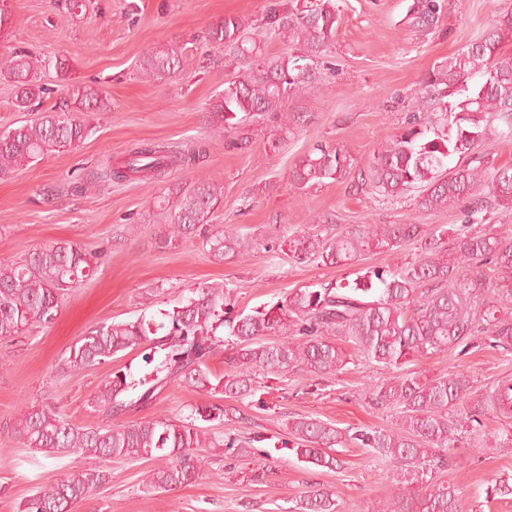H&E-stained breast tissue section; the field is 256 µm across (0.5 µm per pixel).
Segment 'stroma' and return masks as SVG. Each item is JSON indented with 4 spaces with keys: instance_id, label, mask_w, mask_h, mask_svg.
Segmentation results:
<instances>
[{
    "instance_id": "stroma-1",
    "label": "stroma",
    "mask_w": 512,
    "mask_h": 512,
    "mask_svg": "<svg viewBox=\"0 0 512 512\" xmlns=\"http://www.w3.org/2000/svg\"><path fill=\"white\" fill-rule=\"evenodd\" d=\"M68 2L8 0L11 21L0 27V59L24 51L36 59L64 55L70 62L62 79L54 70H39L40 83L53 93L35 101L29 112L14 110V88L0 78V132L52 108L77 109L65 90L69 84L93 87L111 102L110 111L91 113L93 131L78 147L0 175V262H22L36 247L65 240L97 264L90 278L65 295L52 323H35L21 336L0 340V512H17L38 488L88 464L78 454L28 448L13 430L23 411L50 405L75 425L98 427L107 422L96 402L106 379L120 372L136 381L151 371L138 348L77 373L64 370V356L88 329L171 309L189 289L205 284H224L236 310L249 312L284 301L299 288L350 282L370 267L399 269L422 255L419 243L407 242L366 252L347 265L301 263L281 243L302 226L333 236L357 224L447 225L448 250L455 246L456 230H477L468 217L470 202L422 213L416 192L388 199L358 175L382 146L408 129L427 71L512 12V0H446L438 28L423 35L406 22L409 0H336L340 25L316 61L313 89L287 97L280 111L259 113L227 131L210 106L242 68L208 41L207 32L234 16L262 38L267 54L303 55L301 44L265 28L276 0H85L75 13ZM163 49L177 51L178 74L143 75L146 53ZM142 142L178 147L202 142L207 156L160 181H99L102 170ZM319 144L349 151L354 166L341 180L298 188L292 170ZM201 179L223 188L207 232L229 227L253 237L258 246L247 258L216 261L199 234L165 244L169 226L159 208L162 197L170 186ZM343 350L348 363L331 376L257 375L254 396L237 403L234 416L208 422L219 439L261 436L260 447L269 455L264 474L234 451L208 448L199 479L149 493L142 478L157 461L112 459L104 463L111 482L74 512H288L299 496L319 486L334 492L342 512H376L379 500L392 495L406 512H419L426 493L448 485L459 491L460 512H512V500H485L488 484L512 474V449L495 442L497 432L512 429V416L492 410L478 431L459 439L429 482L408 489L392 465L368 449L341 448L340 469L328 470L298 461L283 446L291 423L304 417L341 431L396 428L399 411L370 408L364 392L406 373L436 378L462 372L474 392L490 397L500 381L512 379V346L491 345L479 333L465 354H419L396 370L363 358L351 345ZM225 404L223 395L172 383L137 416L176 419L196 406Z\"/></svg>"
}]
</instances>
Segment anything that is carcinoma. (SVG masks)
<instances>
[{"label": "carcinoma", "instance_id": "carcinoma-1", "mask_svg": "<svg viewBox=\"0 0 512 512\" xmlns=\"http://www.w3.org/2000/svg\"><path fill=\"white\" fill-rule=\"evenodd\" d=\"M444 8L445 0H411L407 22L419 32H429L437 27ZM266 23L273 33L289 31L303 44L306 55H264L261 42L234 16L208 32L215 46L249 65L247 75L228 82L212 103L211 111L226 130L234 128L241 113L271 112L285 98L313 88L316 71L309 60L320 56L335 39L339 13L335 0H293L286 10L272 7ZM506 34L512 35L511 15L504 16L486 37L428 71L419 92L422 115H412V128L377 153L368 170L360 173L362 181L387 198L417 191V207L422 212L467 199L474 214L488 211L491 200L512 208V167H491L483 155L471 158L468 165L448 166L450 156L473 153L490 140L494 117L507 124L497 136L512 138V56L499 53ZM36 69L32 58L22 53L0 62V74L16 89L13 106L19 112L49 93L37 82ZM140 70L154 76L174 75L177 55L151 52L142 59ZM73 95L81 100L84 112L110 110L109 102L95 89L84 87ZM422 119L421 131L416 125ZM91 130L86 115L65 110H51L35 122L9 128L0 133V174L28 166L57 148L72 147ZM206 155L203 144L173 151L140 143L109 168L104 178L117 183L134 177L163 178L202 162ZM352 167L348 152L318 145L294 168L293 181L301 189L338 181ZM173 195L166 216L171 225L168 244L207 223L221 188L201 180L190 188H175ZM446 233L443 226L426 229L421 224H360L330 238L306 230L296 232L289 238L290 251L300 260L325 265H345L373 248L390 250L410 241L420 242L423 255L400 272L373 268L351 283L299 289L281 303L246 314H231L230 290L213 284L194 289L162 312L159 320L143 315L130 322L102 323L88 330L70 350L65 368L81 371L136 347L144 349V361L153 365L149 376L136 383L119 373L106 380L97 403L110 424L75 426L59 410L45 406L19 415L14 431L28 447L48 455L78 452L95 461L163 459L166 465L149 471L144 487L155 492L173 490L199 477L198 452L206 446L216 447V439L197 425L215 420L212 409L198 406L191 416L177 422L127 419L171 382L242 401L255 393L261 371L280 375L304 368L317 375L338 372L346 365L336 345L338 339L387 369L399 366L410 355L467 346L476 332L472 295L486 282L460 276V268L487 262L500 272L503 286H511L512 235H459L456 252L447 254L442 250ZM207 245L211 256L222 261L229 255H248L256 240L226 230L210 236ZM93 269L86 253L69 241L39 247L22 264L0 263V339L19 335L33 322L51 323L65 291L84 281ZM423 285L428 286L426 294L416 295ZM482 320L479 332L492 345H512V322L498 319L493 310L485 311ZM221 348L233 350V369L217 377L207 361ZM156 353L161 354L158 362ZM366 397L373 407L400 410L399 428L342 433L321 420L301 418L290 426L297 459L333 470L340 467V461L330 454L331 448L351 442L389 459L405 483L419 484L429 471L445 464L465 426L480 423L487 406L502 413L512 411V382L499 384L487 401L471 391L464 375L424 380L410 373ZM110 480L109 471L91 464L27 497L20 512H74L77 503ZM486 499L511 500L512 476L505 473L492 482ZM295 510L339 512V504L332 491L318 487L306 492ZM421 512H460L456 489L442 486L424 496Z\"/></svg>", "mask_w": 512, "mask_h": 512}]
</instances>
